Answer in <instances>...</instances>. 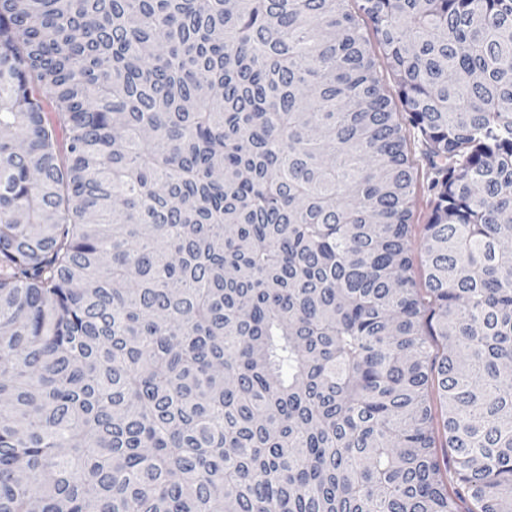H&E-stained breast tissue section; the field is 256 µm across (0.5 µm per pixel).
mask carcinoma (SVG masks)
<instances>
[{
  "mask_svg": "<svg viewBox=\"0 0 512 512\" xmlns=\"http://www.w3.org/2000/svg\"><path fill=\"white\" fill-rule=\"evenodd\" d=\"M349 2L0 0V512H512V0ZM365 35L370 39V47L372 55L376 62L377 71L381 77L385 94L395 103H398V86L392 73L386 66L384 51L377 38L374 36L370 23L366 19H362ZM405 134L409 156L415 162L417 174L415 199L412 208V224L414 225L411 239V256L413 260L412 276L417 287L423 288L426 276V271L422 263L426 247V241L423 238V225L427 224L431 212L430 196L427 192L428 173L418 148L413 145V130L406 127Z\"/></svg>",
  "mask_w": 512,
  "mask_h": 512,
  "instance_id": "1",
  "label": "carcinoma"
}]
</instances>
